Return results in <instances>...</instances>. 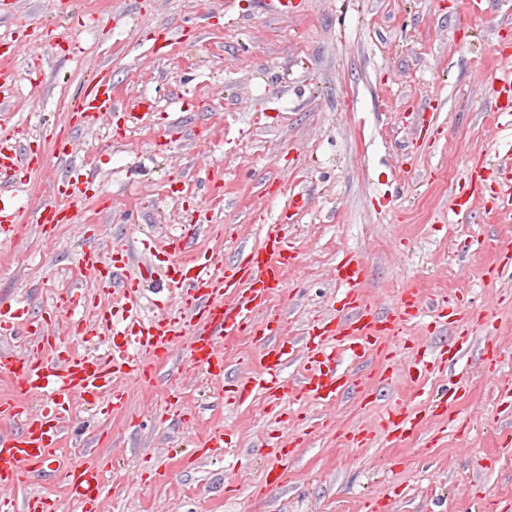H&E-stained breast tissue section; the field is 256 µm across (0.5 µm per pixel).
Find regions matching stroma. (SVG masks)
Instances as JSON below:
<instances>
[{"label": "stroma", "mask_w": 512, "mask_h": 512, "mask_svg": "<svg viewBox=\"0 0 512 512\" xmlns=\"http://www.w3.org/2000/svg\"><path fill=\"white\" fill-rule=\"evenodd\" d=\"M0 0V76L20 125L21 226L0 242V304L50 318L63 344L96 355L114 336L84 333L90 307L58 314L60 293L121 310L120 293L80 271L85 243L122 254L127 274L167 280L165 241L200 225L187 260L232 263L280 225L292 257L260 319L284 323L275 397L236 386L254 375L262 335L224 342V371L193 363L186 342L120 407L83 401L55 453L103 468L98 512H512V210L500 167L512 134V0L483 16L464 0ZM125 109L75 119L98 70ZM434 114H425V104ZM69 154L59 157V144ZM98 186L68 223L42 229L39 203L72 169ZM354 256L376 311L415 294L421 315L382 332L393 359L336 356L358 389L323 400L295 384L302 339L336 340ZM462 353L448 358L445 343ZM413 431L387 434L388 411ZM224 434L210 456L209 435ZM48 464L13 493L85 512Z\"/></svg>", "instance_id": "35a3bbf8"}]
</instances>
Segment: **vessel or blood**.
<instances>
[{
  "mask_svg": "<svg viewBox=\"0 0 512 512\" xmlns=\"http://www.w3.org/2000/svg\"><path fill=\"white\" fill-rule=\"evenodd\" d=\"M118 101L112 95V76L99 72L80 95L76 110L91 117L99 112L115 111ZM42 163L32 155H19L10 140L0 141V233L11 236L17 229L18 208L15 207L8 186L13 169L41 168ZM283 239L275 232L264 239L262 249L245 252L243 259L227 266L216 258L202 263L177 265L172 281L180 291L184 308L182 313L141 326L136 313L126 318V332L130 337L124 346L114 347L100 357L87 358L65 350L59 336L45 326H37L32 351L25 356L0 351V374L8 376L20 389L21 398L0 404L1 422L21 423L17 433H0V496L36 479L45 465L52 460L54 448L63 431V417L73 396L109 395L112 404H121L124 391L117 383L123 375L135 374L151 377L155 362L165 359L172 341L183 334L186 321L199 327V336L193 346L199 363L210 370H222L223 359L216 350L217 337L229 334L266 336L267 343L260 359L258 375L249 377L239 386L240 394L259 388L277 394L281 388L284 352L275 339L272 324L259 323L255 312L261 299L277 287L280 277L279 263L283 256ZM85 270L95 275H114L120 263L102 266L95 246L84 248L78 259ZM346 285L344 313L341 326L347 327L345 344L355 353L366 355L377 352L374 330L383 322L381 313L373 311L358 293V286L366 275L362 262L348 259L341 266ZM236 292L233 305H225L224 295ZM313 352L328 361V369H308L297 387L305 394L324 399L333 398L352 390L353 380L334 367V355L321 336L310 339ZM41 396L43 406L29 411L26 394ZM61 469L68 478L73 497L83 503H95L102 493V473L95 467L75 462H63Z\"/></svg>",
  "mask_w": 512,
  "mask_h": 512,
  "instance_id": "1",
  "label": "vessel or blood"
}]
</instances>
